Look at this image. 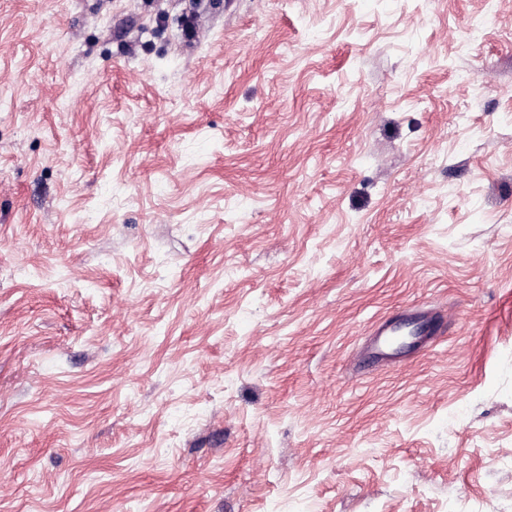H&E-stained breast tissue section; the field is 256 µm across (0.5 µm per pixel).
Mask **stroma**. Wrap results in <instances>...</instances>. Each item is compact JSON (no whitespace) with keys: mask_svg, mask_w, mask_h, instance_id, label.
Wrapping results in <instances>:
<instances>
[{"mask_svg":"<svg viewBox=\"0 0 512 512\" xmlns=\"http://www.w3.org/2000/svg\"><path fill=\"white\" fill-rule=\"evenodd\" d=\"M192 9L0 0V512H512V0Z\"/></svg>","mask_w":512,"mask_h":512,"instance_id":"35a3bbf8","label":"stroma"}]
</instances>
